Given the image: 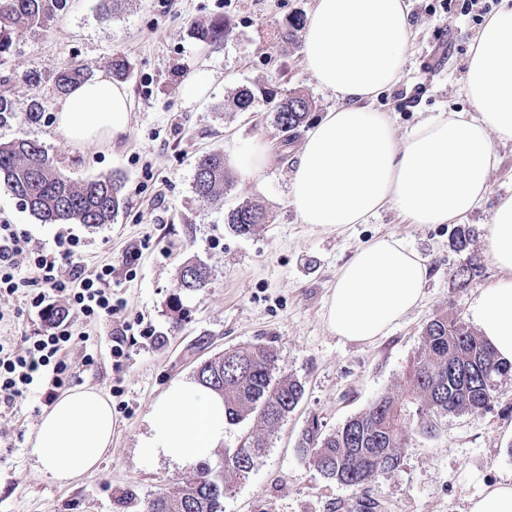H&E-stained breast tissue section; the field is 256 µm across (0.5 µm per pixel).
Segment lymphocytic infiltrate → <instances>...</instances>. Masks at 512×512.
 Returning <instances> with one entry per match:
<instances>
[{"label":"lymphocytic infiltrate","instance_id":"1","mask_svg":"<svg viewBox=\"0 0 512 512\" xmlns=\"http://www.w3.org/2000/svg\"><path fill=\"white\" fill-rule=\"evenodd\" d=\"M81 247L80 238L61 233L55 239L54 250L48 251L15 225L0 224V295L12 296L29 285H39L34 303L52 316L44 329L26 337L24 348L0 341V408L13 407L18 399L34 392L51 401L64 388L69 373L66 355L72 344L67 312L98 322L118 317L124 310L123 299L114 297L110 287L111 265L97 266L89 275L73 267ZM23 259L29 264L32 278L17 275ZM57 298L63 299V308H55L53 301Z\"/></svg>","mask_w":512,"mask_h":512}]
</instances>
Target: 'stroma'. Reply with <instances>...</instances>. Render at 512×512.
Here are the masks:
<instances>
[{"mask_svg": "<svg viewBox=\"0 0 512 512\" xmlns=\"http://www.w3.org/2000/svg\"><path fill=\"white\" fill-rule=\"evenodd\" d=\"M462 2L453 0L446 10L441 0H406L413 38L403 77L371 102L390 115L398 136L438 112L471 110L461 87L480 26L462 12ZM312 6L313 0H67L46 28L19 37L9 62L16 78L6 91L19 109L36 101L44 113L34 124L0 127V142L21 133L38 140L76 183L123 176L125 205L112 223H71L67 230L85 243V269L112 266V290L125 301L128 332L126 357L116 368L112 323L71 318L69 386L109 392L116 419L112 445L93 474L61 485L31 460L29 438L48 408L44 397L28 396L0 412V512H116L115 500L127 487L144 498L175 491L183 470L136 452L151 403L172 381L195 380L202 360L250 343L277 352L279 373L301 382L304 394L271 433L253 470L233 480L224 512H355L364 499L379 502L382 512H467L483 485L512 473V376L504 378L492 409L448 415L435 437L419 433L417 418H410L400 470L364 488L324 478L297 451L309 421L329 433L378 396H402L428 319L436 313L468 317L473 300L501 278L488 250L489 229L496 206L512 197V142L498 141L488 193L460 224H410L391 208L338 232L301 223L287 202L301 139L282 144L264 100L240 112L232 98L245 87L281 98L306 94L315 101L312 122L335 107V97L306 69L301 41L277 37L280 23L307 15ZM216 16L227 23L224 41L201 43L194 26ZM118 54L130 65L128 133L114 142L68 144L55 123V70L76 62L106 76ZM27 72L38 73L39 82L22 81ZM200 74L208 91L201 100H187L183 88ZM254 140L266 143L269 163L247 178L231 160ZM210 151L230 163L231 183L219 207L201 202L193 189L195 161ZM245 200L260 204L267 222L241 236L226 215ZM0 224L16 225L49 249L60 230L2 190ZM461 229L470 237L459 250L453 243ZM391 235L427 260L422 302L373 342L336 336L325 321V302L337 271L361 245ZM189 262L210 272L202 292L174 286L176 271ZM467 262L477 271L460 288L450 271ZM0 312V336L17 347L43 324L20 294L0 296ZM143 321L155 328L156 340L140 336ZM202 337L209 347L200 351L195 343Z\"/></svg>", "mask_w": 512, "mask_h": 512, "instance_id": "1", "label": "stroma"}]
</instances>
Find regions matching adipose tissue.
I'll use <instances>...</instances> for the list:
<instances>
[{
	"mask_svg": "<svg viewBox=\"0 0 512 512\" xmlns=\"http://www.w3.org/2000/svg\"><path fill=\"white\" fill-rule=\"evenodd\" d=\"M412 36L405 0H314L304 62L337 105L306 131L294 157L289 201L302 223L338 230L389 206L412 224H446L484 197L493 142L512 141V7L490 16L467 59L462 90L474 116L442 111L400 139L388 114L366 102L401 79ZM55 112L73 144L115 141L129 130L131 99L125 86L95 78L62 94ZM489 251L505 276L469 314L498 358L512 363V198L494 211ZM427 272L401 239L362 245L336 274L326 301L330 330L359 343L387 335L421 301ZM114 423L100 390L65 392L42 415L29 454L57 482L71 483L96 470ZM146 423L139 456L191 468L224 443V401L199 383L176 381L150 405Z\"/></svg>",
	"mask_w": 512,
	"mask_h": 512,
	"instance_id": "1",
	"label": "adipose tissue"
}]
</instances>
